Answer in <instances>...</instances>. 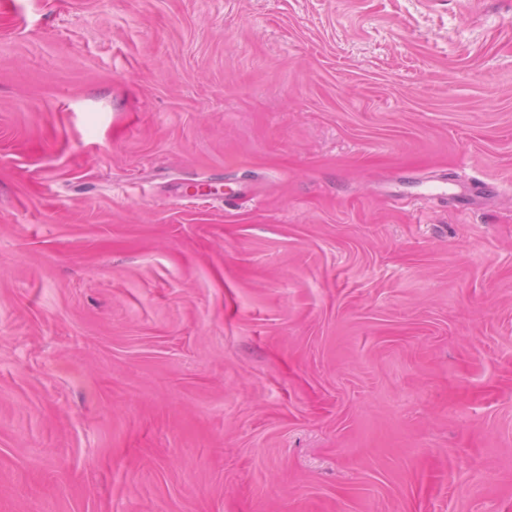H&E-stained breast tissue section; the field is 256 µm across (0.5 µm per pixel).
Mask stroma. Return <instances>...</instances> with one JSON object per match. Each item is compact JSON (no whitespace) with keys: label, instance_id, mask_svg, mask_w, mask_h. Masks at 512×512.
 I'll list each match as a JSON object with an SVG mask.
<instances>
[{"label":"stroma","instance_id":"obj_1","mask_svg":"<svg viewBox=\"0 0 512 512\" xmlns=\"http://www.w3.org/2000/svg\"><path fill=\"white\" fill-rule=\"evenodd\" d=\"M0 512H512V0H0Z\"/></svg>","mask_w":512,"mask_h":512}]
</instances>
